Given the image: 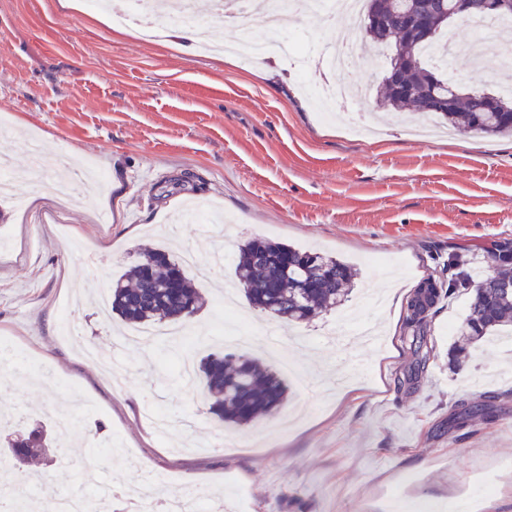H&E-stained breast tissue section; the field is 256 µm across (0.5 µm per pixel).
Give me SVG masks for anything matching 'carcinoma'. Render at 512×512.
Wrapping results in <instances>:
<instances>
[{"instance_id": "obj_1", "label": "carcinoma", "mask_w": 512, "mask_h": 512, "mask_svg": "<svg viewBox=\"0 0 512 512\" xmlns=\"http://www.w3.org/2000/svg\"><path fill=\"white\" fill-rule=\"evenodd\" d=\"M436 24L448 15L450 0H420ZM363 25L367 47L391 44L396 53L390 57L388 70L400 73L408 92L394 90L388 78L382 79L379 103L389 112L427 111L430 91L448 98L447 106L433 113L448 124L488 136L512 133V112H487L494 93L464 92L457 84L431 86L436 68L424 57L428 45L419 43L407 30L405 21L393 12L389 0H366ZM377 10L385 25L375 26L370 14ZM493 270L477 281L464 282L471 289L470 308L459 328V344L451 359H459L466 347L492 331L512 328V252L488 251ZM355 269L349 264L315 250L288 244L252 240L241 247L234 267V278L242 286L248 302L289 325L306 323L321 312L348 298ZM427 286L424 316L406 313L402 337L411 340L414 354H419L424 336L443 300L455 293L445 277L429 276L421 281ZM111 310L130 326L162 323H188L201 310L202 294L186 275L182 264L169 250L145 246L137 261L112 280ZM208 413L217 421L246 428L272 416L284 403L288 386L272 369L244 354H211L200 364ZM52 440L39 428L18 433L7 448L5 463L21 470L34 458L45 455Z\"/></svg>"}]
</instances>
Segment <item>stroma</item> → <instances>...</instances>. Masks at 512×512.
Instances as JSON below:
<instances>
[{"instance_id": "stroma-1", "label": "stroma", "mask_w": 512, "mask_h": 512, "mask_svg": "<svg viewBox=\"0 0 512 512\" xmlns=\"http://www.w3.org/2000/svg\"><path fill=\"white\" fill-rule=\"evenodd\" d=\"M71 2L0 0V157L24 169L35 139L104 175L64 195L49 164L0 198V337L21 348L0 355V409L24 410V432L66 412L78 421L56 462L0 467V486L26 512L48 491L95 501L89 471L117 493L156 477L162 497L194 492L200 512L212 497L238 512L242 496L248 512H388L396 494L410 512H434L468 488L481 512H512V470L498 466L512 457V335L475 343L449 369L470 304L460 289L433 318L424 365L400 336L436 256L487 273L488 249L512 242V138L450 131L434 114L419 118L426 139L394 119L374 137L329 124L279 55L206 57ZM446 75L466 91L512 84V67L492 60L460 59ZM260 238L321 249L357 275L346 304L296 329L241 303L247 354L274 365L271 347L300 334L290 356L308 379L235 445L176 361L237 350L222 293L238 246ZM144 244L196 251L205 305L179 349L120 352L117 386L83 349L124 342L96 300ZM463 400L485 410L453 424Z\"/></svg>"}]
</instances>
